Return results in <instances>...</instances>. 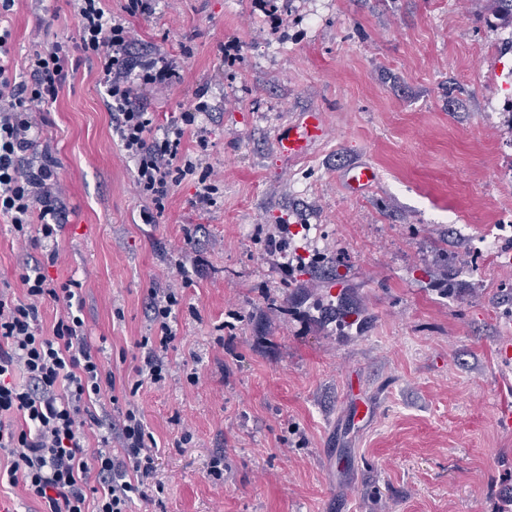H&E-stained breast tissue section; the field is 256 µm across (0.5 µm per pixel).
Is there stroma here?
Instances as JSON below:
<instances>
[{
    "instance_id": "obj_1",
    "label": "stroma",
    "mask_w": 512,
    "mask_h": 512,
    "mask_svg": "<svg viewBox=\"0 0 512 512\" xmlns=\"http://www.w3.org/2000/svg\"><path fill=\"white\" fill-rule=\"evenodd\" d=\"M11 26L25 80L32 32L49 44L78 18L66 0H20ZM130 26L176 71L141 93L159 126L207 87L201 159L222 179L213 205L187 179L143 223L97 60L48 108L69 212L46 273L80 283L116 396L143 361L148 289L178 259L191 281L166 381L134 397L158 451L132 512H512V429L497 423L512 410V268L495 259L512 253V78L498 75L512 26L489 0H156ZM310 110L324 141L280 156L278 127ZM358 162L380 180L354 198ZM281 224L288 272L268 246ZM39 256L0 220L14 296Z\"/></svg>"
}]
</instances>
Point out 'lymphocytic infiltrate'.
<instances>
[{
  "mask_svg": "<svg viewBox=\"0 0 512 512\" xmlns=\"http://www.w3.org/2000/svg\"><path fill=\"white\" fill-rule=\"evenodd\" d=\"M15 4L0 0V218L12 224L18 241L41 247L42 257L21 274L22 297L0 292V452L11 457L9 483L22 485L44 512H129L134 496H145L149 487L156 441L134 403L117 408L107 421L92 409L115 381L74 307L77 282H57L45 273L60 260L66 204L56 161L39 141L41 127L74 69V56L97 59L112 130L136 163L134 186L148 203L142 218L150 224L164 212L173 187L187 179L195 181L201 203H214L219 186L213 172L185 146L192 134L205 148L206 129L198 118L211 106L197 101L157 130L140 93L166 84L172 74L136 53L130 27L108 16L104 0H73L76 36L49 48L33 39L29 78L17 80L9 24ZM49 301L63 310L47 331L40 308ZM181 301L176 287L148 291L146 308L157 333L137 343L144 351L137 374L151 383L165 379L164 358L176 340L171 322ZM18 372L23 382L15 381ZM103 426L107 434L89 441V430Z\"/></svg>",
  "mask_w": 512,
  "mask_h": 512,
  "instance_id": "f902f5d3",
  "label": "lymphocytic infiltrate"
}]
</instances>
